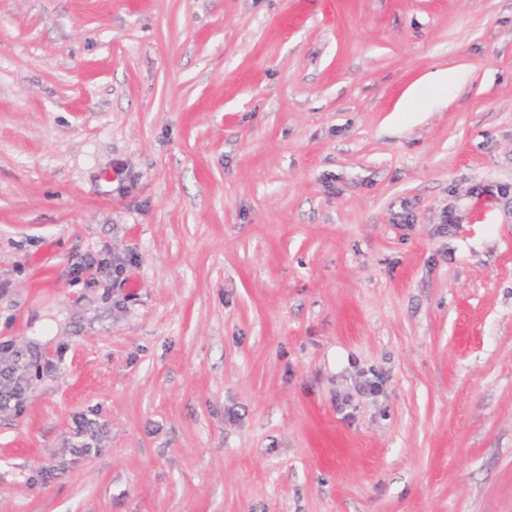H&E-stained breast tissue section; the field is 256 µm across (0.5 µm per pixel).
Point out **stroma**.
Returning a JSON list of instances; mask_svg holds the SVG:
<instances>
[{
  "label": "stroma",
  "instance_id": "1",
  "mask_svg": "<svg viewBox=\"0 0 512 512\" xmlns=\"http://www.w3.org/2000/svg\"><path fill=\"white\" fill-rule=\"evenodd\" d=\"M5 341L0 512H512V0H0ZM129 263L130 262L125 259L115 257H112V260L110 259L109 261H107L106 258L97 259L93 254H90L84 259L83 263L76 267L75 270L78 274L92 272L94 270L95 272H100L112 265V284L121 286L127 281V278L124 277V273L126 272V266ZM23 369V355L13 350L11 343H0V409L12 401L18 404L24 390L21 385Z\"/></svg>",
  "mask_w": 512,
  "mask_h": 512
}]
</instances>
